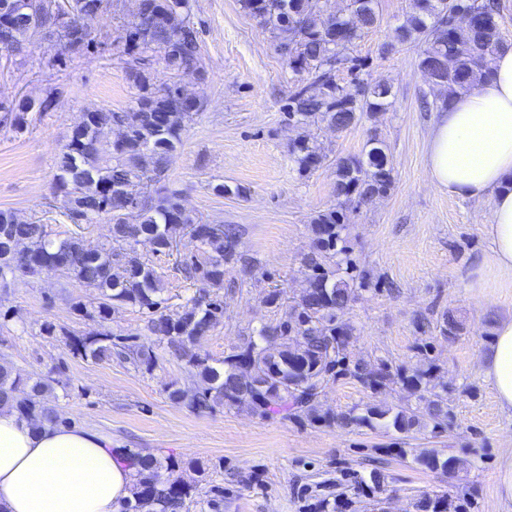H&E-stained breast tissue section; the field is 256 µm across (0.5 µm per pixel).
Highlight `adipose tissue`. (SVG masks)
Listing matches in <instances>:
<instances>
[{
  "mask_svg": "<svg viewBox=\"0 0 512 512\" xmlns=\"http://www.w3.org/2000/svg\"><path fill=\"white\" fill-rule=\"evenodd\" d=\"M490 68L487 83L439 113L426 157L432 186L488 205V252L470 283L483 300L512 285V48ZM480 367L500 408L512 412V314L496 323ZM136 478V467L90 429L36 425L0 408V512H118Z\"/></svg>",
  "mask_w": 512,
  "mask_h": 512,
  "instance_id": "1",
  "label": "adipose tissue"
}]
</instances>
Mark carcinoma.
<instances>
[{
  "label": "carcinoma",
  "mask_w": 512,
  "mask_h": 512,
  "mask_svg": "<svg viewBox=\"0 0 512 512\" xmlns=\"http://www.w3.org/2000/svg\"><path fill=\"white\" fill-rule=\"evenodd\" d=\"M114 0H31L34 11L8 12L12 0H0V52L6 57L23 51L36 37L54 36L58 56H82L98 46L91 30L78 27L83 19L112 12ZM140 23L124 26L118 55L129 81L138 90L135 105L126 111L96 109L88 113L86 129L72 131L62 148L53 178L59 215L80 227L110 225V240L93 245L74 233L49 237L39 221L17 219L10 209H0V283L25 280L44 267L100 291L93 311L80 305L85 315L97 319L101 329L74 336L71 351L94 361L115 354L112 333L104 329L112 311L122 306L152 313L150 332L167 340L173 353L185 361L201 385L189 393L181 388L168 392L171 401L195 413L219 406L246 408L259 417L276 414L327 425L393 428L408 432L424 419L440 427L448 419V390L434 382L432 367L392 371L381 362L352 361L347 347L354 327L341 320L354 299L355 290L367 283L357 272L348 251L338 247L347 214L330 210L311 224L312 252L305 258L310 270L307 288L293 304L283 301L275 288L266 303L282 311L279 320L265 324L244 337L222 366L210 364L201 342L224 318V301L214 291L224 287L225 266L238 264L252 272L253 260L240 250V237L231 224L198 221L182 205L180 193L165 181L168 161L182 144V135L200 102L183 93V84L200 82L207 75L198 31L192 20L194 0H136ZM328 0H241L257 24L271 34L276 50L295 76L289 91L288 120L297 125L325 123L343 131L363 117L388 110L394 104L391 86L359 77L363 63L351 50L363 34L380 25L378 0H349L341 19L327 11ZM461 4L473 11L471 24L457 25L453 13ZM499 0H409L404 21L391 32V44L420 47L419 67L428 83L443 91L435 108L448 106L451 97L486 82L488 59L505 47L497 18ZM161 63L173 75L163 87L151 83L150 70ZM353 75L347 84L337 72ZM46 99L25 96L0 112H14V125H23V113L48 108ZM360 157H338L336 195L362 203L388 192L392 167L383 142L372 139ZM289 154L300 174L321 167L327 155L316 141L299 137ZM187 239L181 268L196 288L181 312H159L163 291L155 270L143 260L137 246L149 245L166 252ZM464 330L462 322L446 312L439 333L448 338ZM341 377L355 379L376 392L390 385L419 393V405L382 408L365 406L331 414L320 409L319 398L329 384ZM54 379L22 378L12 366L0 363V405L14 402L16 409L34 422L60 420L44 402ZM137 470L134 499L122 512H183L192 486L172 478L179 462L143 457L129 450ZM414 462L432 469L454 471L455 457L446 459L421 449ZM385 477L378 468L369 480L358 481L357 490L377 501L384 492ZM470 503L453 500L448 493L425 495L412 503L414 512H467Z\"/></svg>",
  "instance_id": "carcinoma-1"
}]
</instances>
